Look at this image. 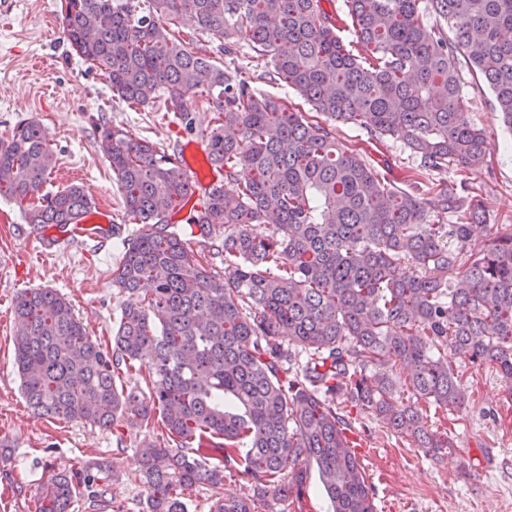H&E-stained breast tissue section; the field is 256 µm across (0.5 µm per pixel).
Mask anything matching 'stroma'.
Masks as SVG:
<instances>
[{"label": "stroma", "instance_id": "35a3bbf8", "mask_svg": "<svg viewBox=\"0 0 512 512\" xmlns=\"http://www.w3.org/2000/svg\"><path fill=\"white\" fill-rule=\"evenodd\" d=\"M0 19V140L11 138L24 120L38 121L50 135L57 169H73L95 206H123L112 170L101 146L107 127L149 140L168 154L189 130L162 103L133 110L113 101L109 78L89 68L63 40L61 0H10ZM197 45L211 62L235 71L258 89L294 111L316 119L312 105L269 80L264 63L247 44L234 53L207 31L196 34ZM470 121L486 136V160L470 174L418 171L404 144L387 136L337 125L344 146L378 164L396 185L411 179L427 185L429 221L455 223L442 211L437 193L467 178L481 186L480 198L490 223L512 230V132L504 126L489 89L477 88L476 77L464 72ZM43 230L26 224L22 207L0 196V443L9 452L0 460V512H35L38 486L53 470L88 460L111 463L114 478L104 512H145L146 487L136 450L143 430L125 426L121 434L80 422L49 419L32 413L14 367L13 308L28 288H53L69 301L89 336L100 344L112 341L126 296L112 285V267L121 257L119 239L99 244L54 249V260L42 262ZM471 397L466 412L428 414L431 429L451 430L454 448L439 457L410 447L358 407L347 414L355 428V453L375 488L376 512H512V384L490 365L449 354Z\"/></svg>", "mask_w": 512, "mask_h": 512}]
</instances>
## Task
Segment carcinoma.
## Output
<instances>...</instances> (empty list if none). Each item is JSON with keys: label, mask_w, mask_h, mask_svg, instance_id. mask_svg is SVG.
Listing matches in <instances>:
<instances>
[{"label": "carcinoma", "mask_w": 512, "mask_h": 512, "mask_svg": "<svg viewBox=\"0 0 512 512\" xmlns=\"http://www.w3.org/2000/svg\"><path fill=\"white\" fill-rule=\"evenodd\" d=\"M343 2L344 19L323 0L62 4L67 44L108 75L112 99L145 107L163 92L190 129L189 95H207L218 112L209 158L224 168V189L190 222L204 237L224 235L228 272L163 223L188 201L179 161L112 127L105 155L127 217L142 225L112 269L127 295L112 349L52 288L14 304V366L34 412L103 429L162 423L174 446L138 448L147 512H187L185 491L199 483L213 488L210 512H258L269 496L304 512L312 463L332 512H375L343 405L435 456L453 436L430 429L416 402L461 412L470 400L448 345L512 383V232H492L480 188L466 181L439 194L460 223H428L419 182L387 181L336 140V123L351 124L401 140L426 171L477 170L485 136L466 115L461 63L512 127V0ZM347 18L348 44L338 35ZM169 20L217 35L226 52L250 43L269 79L325 122L213 65ZM55 166L34 120L0 142V196L23 204L29 224L66 227L92 208L78 185L42 193ZM136 364L147 389L117 385ZM399 367L410 370L408 405L394 395ZM236 473L250 477L252 496L223 494ZM111 478L97 460L61 470L39 485L36 512H72L81 499L93 510Z\"/></svg>", "instance_id": "cac0c4a2"}]
</instances>
